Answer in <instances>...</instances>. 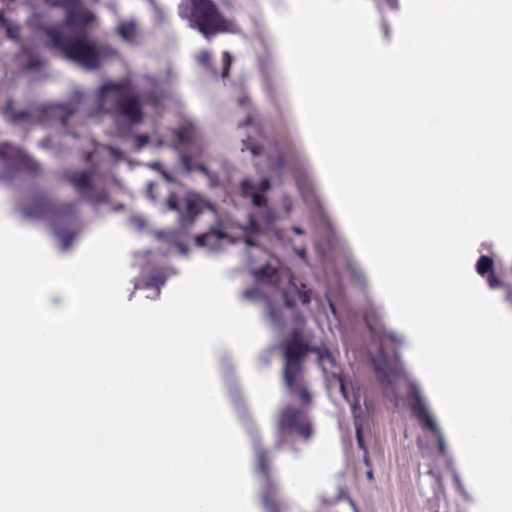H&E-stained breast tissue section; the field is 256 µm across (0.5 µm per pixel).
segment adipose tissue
<instances>
[{
  "instance_id": "obj_1",
  "label": "adipose tissue",
  "mask_w": 512,
  "mask_h": 512,
  "mask_svg": "<svg viewBox=\"0 0 512 512\" xmlns=\"http://www.w3.org/2000/svg\"><path fill=\"white\" fill-rule=\"evenodd\" d=\"M341 465L335 449L311 448L282 466V477L294 496L315 495L328 484Z\"/></svg>"
}]
</instances>
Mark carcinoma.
I'll list each match as a JSON object with an SVG mask.
<instances>
[{
	"mask_svg": "<svg viewBox=\"0 0 512 512\" xmlns=\"http://www.w3.org/2000/svg\"><path fill=\"white\" fill-rule=\"evenodd\" d=\"M191 26L207 37L224 31V12L216 0H184ZM141 31L131 19H118L103 31L88 0H0V71L21 72L38 81L51 58L62 59L100 80L91 88L72 90L64 99L15 96L0 82V185L21 184L25 196L20 216L36 224L70 250L82 236L83 218L64 210L46 192L41 177L44 156L56 158L55 180L65 185L84 211L94 215L123 214L134 196L175 215L171 224H138L152 242L186 256L200 249L224 251V188L197 142L186 134L165 133L162 104L148 103L146 88L160 74L124 70L115 75L110 62L118 46L135 42ZM39 127L46 136L31 144ZM143 177L134 186L130 175ZM244 279L241 287L266 302L270 314L288 311V340L280 346L287 367L288 443L307 441L314 428V394L303 351L317 350L310 312L296 281L280 261L256 252L252 241L238 245ZM131 291L157 299L177 275L171 264L134 258Z\"/></svg>",
	"mask_w": 512,
	"mask_h": 512,
	"instance_id": "cac0c4a2",
	"label": "carcinoma"
}]
</instances>
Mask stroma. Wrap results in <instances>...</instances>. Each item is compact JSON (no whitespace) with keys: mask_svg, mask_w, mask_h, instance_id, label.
I'll list each match as a JSON object with an SVG mask.
<instances>
[{"mask_svg":"<svg viewBox=\"0 0 512 512\" xmlns=\"http://www.w3.org/2000/svg\"><path fill=\"white\" fill-rule=\"evenodd\" d=\"M108 0L114 20L166 26L180 0ZM224 32L209 39L171 30L150 53L121 46L136 73H161L166 125L186 131L224 175L232 236L283 258L302 285L322 355L339 376L310 363L315 416L336 438L341 460L313 512H471L469 479L449 448L429 395L405 357L411 342L374 300L357 247L346 234L311 156L290 80L279 65L272 16L283 0H219ZM181 65H174V52ZM266 220L245 223L264 188Z\"/></svg>","mask_w":512,"mask_h":512,"instance_id":"stroma-1","label":"stroma"}]
</instances>
